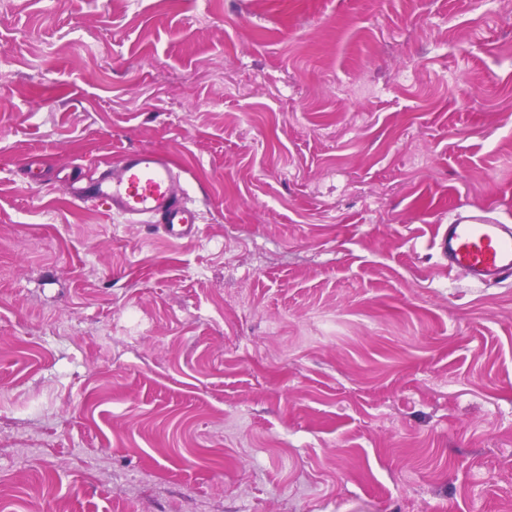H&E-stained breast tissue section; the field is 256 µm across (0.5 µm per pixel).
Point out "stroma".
<instances>
[{
	"label": "stroma",
	"mask_w": 512,
	"mask_h": 512,
	"mask_svg": "<svg viewBox=\"0 0 512 512\" xmlns=\"http://www.w3.org/2000/svg\"><path fill=\"white\" fill-rule=\"evenodd\" d=\"M131 149L197 237L78 201ZM499 0H0V512H512ZM448 272L485 285L512 278V225L470 214L446 226L436 241Z\"/></svg>",
	"instance_id": "1"
}]
</instances>
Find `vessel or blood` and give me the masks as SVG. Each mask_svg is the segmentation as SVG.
<instances>
[{
    "mask_svg": "<svg viewBox=\"0 0 512 512\" xmlns=\"http://www.w3.org/2000/svg\"><path fill=\"white\" fill-rule=\"evenodd\" d=\"M183 172L166 157L130 151L117 166L102 169L88 182L82 202L108 205L134 222L161 227L171 239L196 236L200 215L187 203ZM449 272L485 285L512 279V225L470 214L446 226L437 240Z\"/></svg>",
    "mask_w": 512,
    "mask_h": 512,
    "instance_id": "1",
    "label": "vessel or blood"
}]
</instances>
